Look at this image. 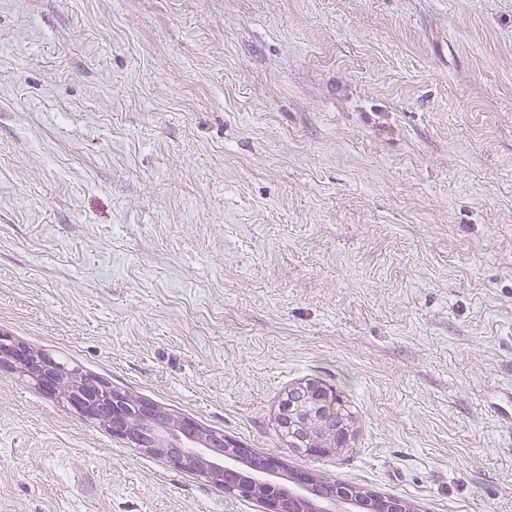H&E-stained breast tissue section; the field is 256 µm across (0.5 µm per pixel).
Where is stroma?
Returning a JSON list of instances; mask_svg holds the SVG:
<instances>
[{"label": "stroma", "mask_w": 512, "mask_h": 512, "mask_svg": "<svg viewBox=\"0 0 512 512\" xmlns=\"http://www.w3.org/2000/svg\"><path fill=\"white\" fill-rule=\"evenodd\" d=\"M0 333L420 512H512V0H0ZM361 427L297 456L288 384ZM0 512H263L0 368Z\"/></svg>", "instance_id": "1"}]
</instances>
